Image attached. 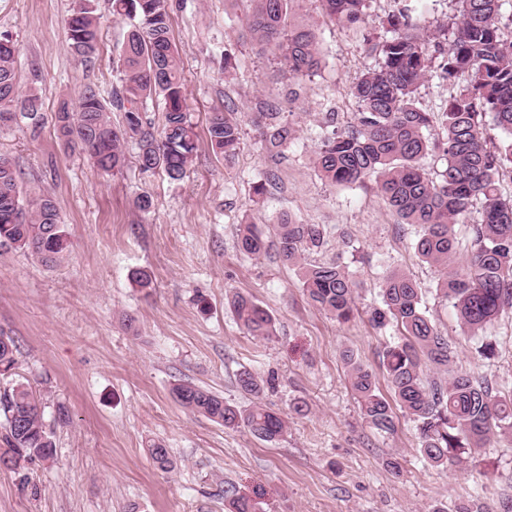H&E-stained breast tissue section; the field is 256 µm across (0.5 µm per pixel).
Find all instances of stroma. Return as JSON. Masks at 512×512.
Wrapping results in <instances>:
<instances>
[{
  "mask_svg": "<svg viewBox=\"0 0 512 512\" xmlns=\"http://www.w3.org/2000/svg\"><path fill=\"white\" fill-rule=\"evenodd\" d=\"M72 3L0 0V33L19 48V85L38 94L45 116L35 137L22 122L0 127V154L17 164L28 195L52 196L70 241L68 256L51 267L0 250V331L16 341V377L40 394L55 444L53 461L0 469V512H227L228 488L261 512H430L460 502L472 512H507L512 440L491 437L478 454L436 468L420 457L416 424L403 409L395 411V433H377L349 386L348 351L372 372L379 393L392 394L380 354L399 333L374 326L369 310L383 278L400 271L418 282L428 317L448 338L449 370L512 388V307L485 337L472 335L438 296L440 273L417 254L414 227L399 223L374 179L333 185L313 165L330 113L343 118L357 109L349 86L370 63L363 37L379 31L393 0H371L356 29L331 20L317 0H301L295 20L316 30L323 61L293 103L273 54L244 36L245 0H170L198 134V157L178 183L160 172L141 176L131 147L112 175L62 146L51 114L86 86L105 96L119 87L117 49L129 31L108 0H98V52L93 63H81L65 42ZM224 109L287 115L298 138L274 163L247 122L237 157L225 162L206 131L209 113ZM270 169L276 178L256 200L252 186ZM142 195L150 209L137 207ZM284 213L332 228L328 254L310 252L302 261L340 256L358 283L350 322L315 308L298 268L276 251H238L240 224L270 226ZM136 269L151 274L152 287L135 284ZM237 292L268 308L273 336H251L237 323L227 303ZM130 317L137 333L126 328ZM486 339L497 345L494 358L478 352ZM246 369L264 381L256 399L288 418L279 442L224 428L171 396L175 384L190 382L251 405L256 399L236 384ZM298 401L305 415L292 413ZM154 441L170 449L171 471L154 467L147 453ZM393 460L400 472L391 470Z\"/></svg>",
  "mask_w": 512,
  "mask_h": 512,
  "instance_id": "obj_1",
  "label": "stroma"
}]
</instances>
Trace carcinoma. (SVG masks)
Returning a JSON list of instances; mask_svg holds the SVG:
<instances>
[{"mask_svg":"<svg viewBox=\"0 0 512 512\" xmlns=\"http://www.w3.org/2000/svg\"><path fill=\"white\" fill-rule=\"evenodd\" d=\"M247 31L261 52L275 51L282 72L290 80L310 77L322 65L316 31L295 23L291 4L296 0H250ZM323 10L346 26L365 21L368 0H319ZM450 22L433 30L421 25L411 0H395L378 33L364 38V51L374 64L352 81L357 111L341 124H331L317 135L314 166L322 179L353 185L375 177L377 186L400 223L416 227L415 248L420 257L439 269L440 297L452 303L460 322L473 333H484L506 305L512 304V198H505L500 182L512 177V32L502 19L512 13V0H454ZM113 13L129 21L130 30L118 50L120 87L105 101L99 90L87 86L74 106L64 103L54 113L58 137L86 155L102 172L116 174L125 163L126 148L137 149L141 173L163 171L172 181L182 180L197 152V135L187 112L185 79L180 52L170 36L168 0H112ZM95 0H74L65 24L73 55L87 64L98 45ZM448 48L432 69L430 46ZM17 47L0 36V121L19 115L35 134L44 124L38 97L18 98ZM457 86L455 94L437 111L422 107L418 90L432 77ZM163 103V119L155 128L145 118L147 101ZM123 113L112 124L109 108ZM271 161L281 158L296 138L293 125L276 112L253 118ZM493 125L504 135L500 143L486 136ZM207 134L213 151L231 161L237 155L242 127L235 112L209 114ZM438 154L440 171H429L423 159ZM480 207L482 217L469 225L467 262L456 267L459 241L457 218ZM331 235L324 224H302L283 215L268 240L256 224H241L237 247L247 256H260L275 247L279 258L297 261L305 251L323 249ZM10 240L46 266L63 259L69 242L65 226L48 194L24 198L20 172L0 155V242ZM302 288L311 303L342 323L355 314L357 283L346 266L331 261L302 268ZM231 309L248 334L268 338L273 333L269 310L241 293L230 299ZM379 328L395 327L401 338L381 354L395 400L417 423L421 458L433 467L472 456L485 447L490 434L512 437V391L503 392L485 381L457 373L429 386L427 364L448 366L451 351L426 316L422 288L411 277L392 273L383 281L380 304L370 312ZM15 339L0 332V377L7 378L17 364ZM352 391L365 422L373 429L395 430L393 409L377 391L372 373L353 355H346ZM238 388L258 396L263 381L248 370L239 373ZM184 409L226 428L247 429L266 442L281 440L288 421L254 402L241 407L224 401L211 390L192 383L173 387ZM0 467L49 461L54 443L46 430L37 391L15 381L0 390ZM148 453L155 466L173 465L170 450L154 442ZM230 512H259L257 504L226 490Z\"/></svg>","mask_w":512,"mask_h":512,"instance_id":"cac0c4a2","label":"carcinoma"}]
</instances>
